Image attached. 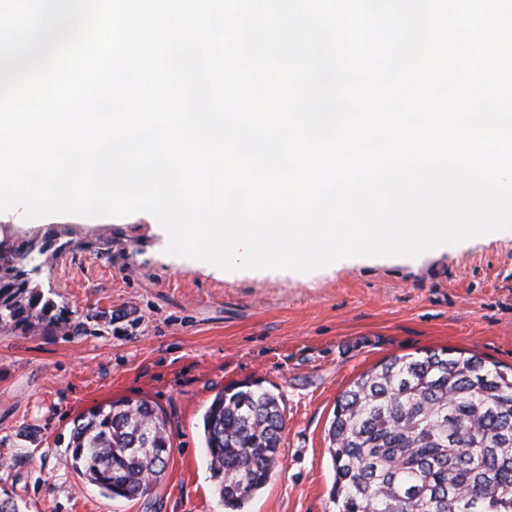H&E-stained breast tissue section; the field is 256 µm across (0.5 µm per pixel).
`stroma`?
I'll return each mask as SVG.
<instances>
[{
  "label": "stroma",
  "instance_id": "1",
  "mask_svg": "<svg viewBox=\"0 0 512 512\" xmlns=\"http://www.w3.org/2000/svg\"><path fill=\"white\" fill-rule=\"evenodd\" d=\"M105 230L45 267L43 289L71 322L103 313L107 332H0V499L25 512H224L207 468L202 416L233 383L278 395L280 465L245 512H333L327 430L337 397L381 360L447 348L512 367V237L475 238L419 258L367 257L312 273L227 272L166 254L140 212L71 216ZM129 398L172 427L163 480L110 498L65 464L73 421Z\"/></svg>",
  "mask_w": 512,
  "mask_h": 512
}]
</instances>
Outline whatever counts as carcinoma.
I'll list each match as a JSON object with an SVG mask.
<instances>
[{"label": "carcinoma", "mask_w": 512, "mask_h": 512, "mask_svg": "<svg viewBox=\"0 0 512 512\" xmlns=\"http://www.w3.org/2000/svg\"><path fill=\"white\" fill-rule=\"evenodd\" d=\"M28 235L0 237V331L51 335L65 308L19 280ZM103 315L72 327L95 334ZM286 421L272 391L218 392L203 418L214 491L242 512L276 469ZM336 512H512V372L427 349L362 374L337 399L328 429ZM68 468L108 496L133 500L164 477L170 422L146 399L100 405L73 423Z\"/></svg>", "instance_id": "cac0c4a2"}]
</instances>
